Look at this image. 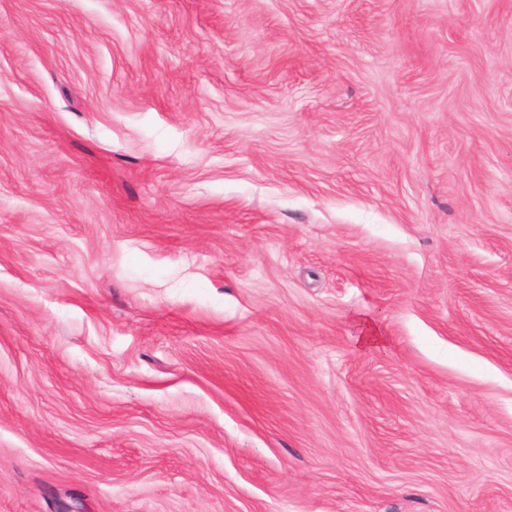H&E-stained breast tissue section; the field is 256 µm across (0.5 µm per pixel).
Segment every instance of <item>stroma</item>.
Segmentation results:
<instances>
[{
	"label": "stroma",
	"instance_id": "obj_1",
	"mask_svg": "<svg viewBox=\"0 0 512 512\" xmlns=\"http://www.w3.org/2000/svg\"><path fill=\"white\" fill-rule=\"evenodd\" d=\"M0 512H512V0H0Z\"/></svg>",
	"mask_w": 512,
	"mask_h": 512
}]
</instances>
